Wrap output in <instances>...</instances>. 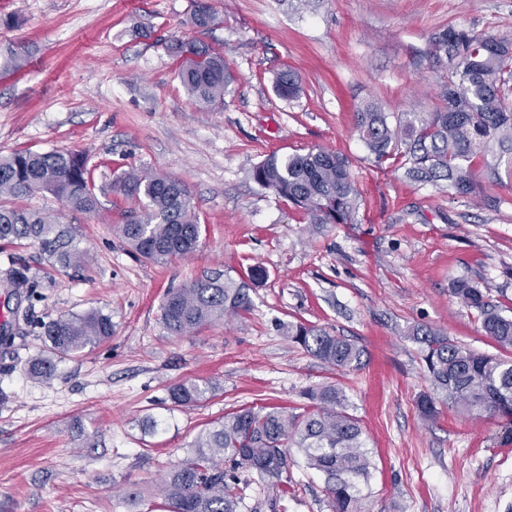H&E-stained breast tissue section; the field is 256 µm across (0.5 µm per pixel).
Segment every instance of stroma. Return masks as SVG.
Segmentation results:
<instances>
[{"instance_id":"stroma-1","label":"stroma","mask_w":512,"mask_h":512,"mask_svg":"<svg viewBox=\"0 0 512 512\" xmlns=\"http://www.w3.org/2000/svg\"><path fill=\"white\" fill-rule=\"evenodd\" d=\"M211 3L218 23L202 30L188 25L195 0H0V155L82 152L100 186L153 170L185 185L204 228L194 253L161 266L121 237L134 207L121 196H102L95 216L44 192L20 199L72 229L83 263L60 266L26 241L0 251V315L28 314L0 344V512H162L157 486L201 431L241 406L306 407L305 391L323 383L343 389L363 430L368 512H512V429L450 404L424 420L416 401L433 386L410 336L426 325L496 353L451 288L469 278L512 315V174L489 188L504 205L485 207L411 182L397 160L375 163L356 132L368 100L394 123L433 111L446 69L432 36L449 26L512 36V0ZM188 37L235 74L223 107L181 85L168 45ZM17 51L30 66L4 70ZM288 66L303 85L293 101L274 90ZM312 148L349 158L361 195L352 223H308L251 180L267 155ZM14 264L29 287L7 282ZM251 266L265 276L248 313L168 333L167 289L239 280ZM92 309L111 315V338L59 362L51 383L29 377L43 323ZM300 321L354 340L363 366L327 367L290 341ZM198 379L212 392L171 409L169 387ZM152 417L161 426L144 433ZM289 476L287 512H332L319 474L299 465Z\"/></svg>"}]
</instances>
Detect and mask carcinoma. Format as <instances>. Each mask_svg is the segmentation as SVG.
<instances>
[{
    "label": "carcinoma",
    "mask_w": 512,
    "mask_h": 512,
    "mask_svg": "<svg viewBox=\"0 0 512 512\" xmlns=\"http://www.w3.org/2000/svg\"><path fill=\"white\" fill-rule=\"evenodd\" d=\"M216 20L210 0H196L189 24L208 28ZM432 53L446 62L448 81L443 105L433 112H412L391 126L381 105L367 103L357 112V132L375 162L392 157L405 161L406 176L415 183L446 182L467 196L484 192L477 179L499 180V166L512 169V39L480 35L449 27L437 33ZM179 58V79L199 104L224 103L234 79L224 56L193 40L171 44ZM301 81L292 70L280 72L275 92L292 100ZM253 181L299 209L311 224H350L360 193L349 159L335 151L312 149L291 155L271 154L253 166ZM111 190L134 201L138 210L119 225L127 244L142 258L166 264L198 247L202 224L185 186L150 170L130 171L111 183ZM34 192H47L81 213L101 208L84 155L71 151L15 152L0 156V250L22 241L40 246L62 267L81 261L71 232L37 211L11 204ZM250 287L220 274L205 276L165 294L164 327L181 336L200 326L251 309ZM452 292L477 312L480 328L502 350L492 355L457 344L435 330L418 327L413 336L425 345L424 361L436 390L463 413H486L512 425V316H506L487 289L461 278ZM48 348L29 361L28 373L45 383L58 362L112 337V318L100 310L61 315L44 323ZM288 338L323 364L357 369L364 350L356 343L315 325L288 326ZM213 388L209 382H182L169 389L171 408L199 402ZM309 406L301 412L281 406H246L224 414V420L200 433L191 452L165 475L160 495L164 512H261L263 499L281 503L288 497V471L295 448L305 467L320 473L333 512H365L368 495L360 482L369 477L368 449L359 422L345 411L346 396L325 383L305 392ZM440 401L419 398L421 415L434 419ZM259 496L246 502L247 490Z\"/></svg>",
    "instance_id": "cac0c4a2"
}]
</instances>
